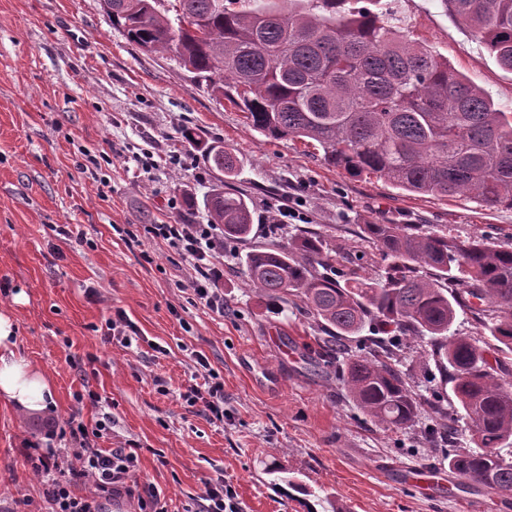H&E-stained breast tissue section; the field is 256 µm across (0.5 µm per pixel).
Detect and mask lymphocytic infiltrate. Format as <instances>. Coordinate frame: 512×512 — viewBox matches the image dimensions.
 I'll list each match as a JSON object with an SVG mask.
<instances>
[{
    "mask_svg": "<svg viewBox=\"0 0 512 512\" xmlns=\"http://www.w3.org/2000/svg\"><path fill=\"white\" fill-rule=\"evenodd\" d=\"M210 224H156L150 232L166 241L168 246L187 261L195 275L188 282L194 295L213 312L223 313L224 295L219 288L222 271L215 259L217 243ZM66 425L71 441L66 453L50 450L31 460L35 475L44 478L51 512H101L96 493L108 497L136 500L139 512H167L157 487L139 485L135 478L136 456L123 448L103 453L95 447L94 438L100 430H88L78 415H71ZM67 457L69 470H62L60 457ZM91 483L96 493L78 497L71 491L74 481Z\"/></svg>",
    "mask_w": 512,
    "mask_h": 512,
    "instance_id": "lymphocytic-infiltrate-1",
    "label": "lymphocytic infiltrate"
}]
</instances>
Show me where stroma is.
<instances>
[{
  "mask_svg": "<svg viewBox=\"0 0 512 512\" xmlns=\"http://www.w3.org/2000/svg\"><path fill=\"white\" fill-rule=\"evenodd\" d=\"M381 8L512 109V73L438 0ZM186 128L240 159L233 187L253 211L248 241L224 243L220 314L192 297L189 266L148 232L207 221L202 200L216 174L182 140ZM288 208L298 218L274 223ZM364 224H421L512 247V209L354 177L325 163L322 149L253 130L172 55L128 42L100 0H0V310L55 388L50 417L107 420L98 448H131L136 480L163 491L168 512H198L217 479L240 512H512V492L450 473L418 430L366 420L324 367L320 330L300 299L274 309L250 285L246 253L302 230L342 252L326 276L342 283L355 267L383 280L387 262ZM119 310L137 329L127 347L104 336ZM199 353L224 385L223 420L182 398ZM91 392L98 404L77 403ZM41 431L40 414L0 405V501L12 512L49 508L23 454ZM271 466L313 498L273 486Z\"/></svg>",
  "mask_w": 512,
  "mask_h": 512,
  "instance_id": "1",
  "label": "stroma"
}]
</instances>
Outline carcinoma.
I'll list each match as a JSON object with an SVG mask.
<instances>
[{"instance_id":"cac0c4a2","label":"carcinoma","mask_w":512,"mask_h":512,"mask_svg":"<svg viewBox=\"0 0 512 512\" xmlns=\"http://www.w3.org/2000/svg\"><path fill=\"white\" fill-rule=\"evenodd\" d=\"M112 26L147 52L173 55L196 81L246 113L267 137L316 143L328 164L353 176L387 179L433 196L473 197L512 209V112L409 39L363 0H175V18L159 0H100ZM445 13L512 73V0H440ZM217 181L204 201L224 237L246 241L253 212L229 187L241 161L193 129L182 132ZM363 233L391 258L385 282L349 271L340 285L321 274L329 256L303 231L245 258L247 277L267 300H304L319 325L324 365L339 371L350 398L370 421L401 429L421 412L432 424L421 438L445 452L449 469L476 484L512 491V248L482 237L459 241L419 224H364ZM471 316L494 344L448 335L457 313ZM375 321L406 340L420 339L419 365L451 385L471 420L473 448L452 443V402L424 397L398 367L399 338L353 339Z\"/></svg>"}]
</instances>
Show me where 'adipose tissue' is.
I'll return each mask as SVG.
<instances>
[{
    "label": "adipose tissue",
    "instance_id": "ef3b65f1",
    "mask_svg": "<svg viewBox=\"0 0 512 512\" xmlns=\"http://www.w3.org/2000/svg\"><path fill=\"white\" fill-rule=\"evenodd\" d=\"M0 403L26 412L54 407L55 391L42 370L19 352L10 315L0 311Z\"/></svg>",
    "mask_w": 512,
    "mask_h": 512
}]
</instances>
